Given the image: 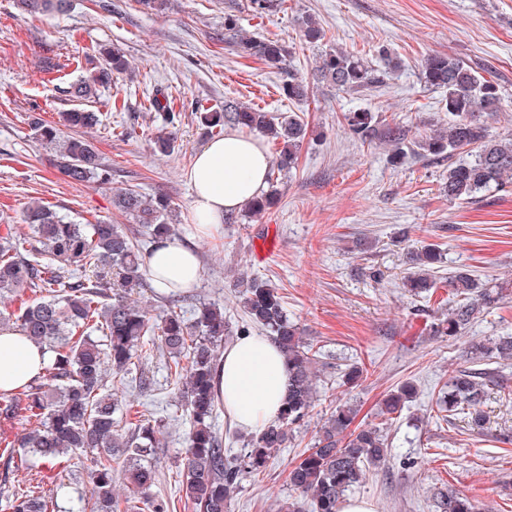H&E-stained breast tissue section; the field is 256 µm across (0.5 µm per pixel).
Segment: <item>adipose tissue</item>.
Segmentation results:
<instances>
[{
	"instance_id": "obj_1",
	"label": "adipose tissue",
	"mask_w": 512,
	"mask_h": 512,
	"mask_svg": "<svg viewBox=\"0 0 512 512\" xmlns=\"http://www.w3.org/2000/svg\"><path fill=\"white\" fill-rule=\"evenodd\" d=\"M271 156L264 141L234 130L206 144L186 174L193 189L191 210L198 231L219 235L225 214L238 211L267 185ZM162 290L193 287L201 275L197 253L163 240L145 263ZM49 355L19 329L0 330V391L16 390L41 376ZM216 392L224 403V425L254 432L276 420L288 390L289 372L278 346L262 336L238 337L224 349Z\"/></svg>"
}]
</instances>
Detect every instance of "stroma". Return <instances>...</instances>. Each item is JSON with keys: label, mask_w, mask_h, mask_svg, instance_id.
<instances>
[{"label": "stroma", "mask_w": 512, "mask_h": 512, "mask_svg": "<svg viewBox=\"0 0 512 512\" xmlns=\"http://www.w3.org/2000/svg\"><path fill=\"white\" fill-rule=\"evenodd\" d=\"M247 3L171 0L169 10L156 13L136 0H71L66 13L31 16L15 0H0V227L23 228L27 207L38 201L78 224L128 230L133 223L112 198L116 189L134 187L169 199L176 242L201 262L193 295L223 307L232 328L247 321L234 286L238 273L277 288L289 318L319 353V403L262 473L242 475L229 512H275L293 498L289 466L312 447L333 401L356 405L357 424L379 429L392 447L386 466L369 470L351 492L376 512H441L436 495L448 490L483 512H512V401L505 399L512 361L471 356L476 345L512 336V183L449 200L447 156L408 150L397 157L386 137L398 127L410 143L446 122L441 93L421 80L424 60L435 54L457 57L497 83L502 107L489 130L512 134V0H276L263 13ZM228 14L237 17L232 32L224 29ZM308 16L324 33L314 44L300 30ZM243 38L279 41L289 51L285 65L241 54L236 43ZM382 46L398 69L379 56ZM104 47L124 54L131 72L89 97L68 95L70 84L98 70ZM341 49L363 56L379 83L339 91L319 81L321 54ZM292 77L308 84L307 98L284 95ZM157 89L171 103L174 125L150 105ZM228 103L275 119L297 113L308 132L297 167L279 176L273 203L251 217L228 214L219 237L209 240L197 234L186 174L212 138L200 112ZM73 108L99 114L100 125L84 135L110 168L111 183L76 186L51 164L32 119L56 124ZM357 109L374 115L373 133L363 140L343 120ZM170 132L174 148L160 153L155 141ZM271 226L277 246L257 260ZM429 243L439 246L444 272L466 268L502 289L499 302L455 338L433 330L448 316L449 288L417 298L401 286L408 248ZM169 360L152 350L141 367L153 376L155 394L130 387L125 396L163 423L154 493L169 512H192L182 487L189 424L167 387ZM352 367L363 371L354 385L344 378ZM467 367L490 373L482 405L489 424L480 434L462 417L444 419L437 404L451 371ZM406 382L415 398L387 419L384 398ZM88 467L82 454L42 472L0 456V492L31 490L68 512L70 497L90 488Z\"/></svg>", "instance_id": "stroma-1"}]
</instances>
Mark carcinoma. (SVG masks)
Segmentation results:
<instances>
[{
    "instance_id": "obj_1",
    "label": "carcinoma",
    "mask_w": 512,
    "mask_h": 512,
    "mask_svg": "<svg viewBox=\"0 0 512 512\" xmlns=\"http://www.w3.org/2000/svg\"><path fill=\"white\" fill-rule=\"evenodd\" d=\"M30 14L62 12L68 0H18ZM238 46L250 56L271 64L286 61L287 51L269 40L242 39ZM105 65L88 80L69 87V94L86 97L92 87L112 83V75L125 73L129 65L117 50L102 49ZM322 80L351 91L376 82L374 70L354 51H332L320 57ZM426 86L442 93L448 112V127L434 132L415 146L434 156L456 154L463 158L448 164L444 190L451 200H469L477 193L512 180V135L490 134L485 118L499 112L502 97L498 86L463 60L447 54L428 57L422 68ZM230 120L243 129L259 131L283 143L277 172L289 170L297 161L296 150L307 127L297 114L279 121L252 108L224 105L222 112H206L210 129ZM350 130L367 138L373 122L371 112L345 114ZM64 126L91 128L98 123L94 112L73 109L63 116ZM38 135L52 147V163L68 181L109 183L112 174L96 146L87 138L62 137L61 129L39 123ZM116 207L142 228L152 241L174 236L167 223L168 200L148 198L133 188H120ZM28 232L5 227L0 234V299L19 302L13 310H0V327L23 330L29 339L50 353L43 375L28 387L0 391V422L20 416L26 421L25 436L0 439L6 448L22 449L21 459L33 469L48 466L63 456L84 451L90 458V495H79L76 512H118L114 477L120 473L135 492L148 495L156 470L142 463L159 447L160 426L140 414L131 419L132 405L119 395V387L107 385V371L118 377L127 372L144 348L160 338L161 347L172 355L169 385L178 391L189 417L185 449L184 482L188 504L194 512H228L239 478L246 470L258 471L270 458L288 447L293 432L315 408L316 351L307 344L288 319L275 288L246 273L237 278L242 303L251 324L261 328L287 358L290 384L280 416L247 441L244 455L224 453V440L215 428L224 406L215 392L214 378L224 353L229 323L224 309L215 303L196 307L187 323L179 304L191 300L182 291L161 299L166 313L155 321L149 310L130 302L133 287L145 276L143 252L137 241L118 224H72L50 207L31 204L25 215ZM412 271L402 287L420 297L438 287L437 263L441 253L425 245L411 253ZM448 287L458 297L448 320L436 325L435 333L456 336L481 311L496 303L499 293L485 287L477 275L459 269L447 277ZM485 358L512 359V337H503L483 348ZM482 373L459 369L448 375L440 405L451 415L462 414L471 425L482 428L480 409ZM414 388L405 383L387 395L386 413L402 411L413 398ZM358 410L351 404L335 407L322 424L313 448L291 466L288 479L298 498L277 506V512H337L347 491L359 484L367 469L388 459L386 438L375 428L353 427ZM445 512H477L467 498L449 493L442 502ZM6 512H49L45 498L28 492L5 498Z\"/></svg>"
}]
</instances>
